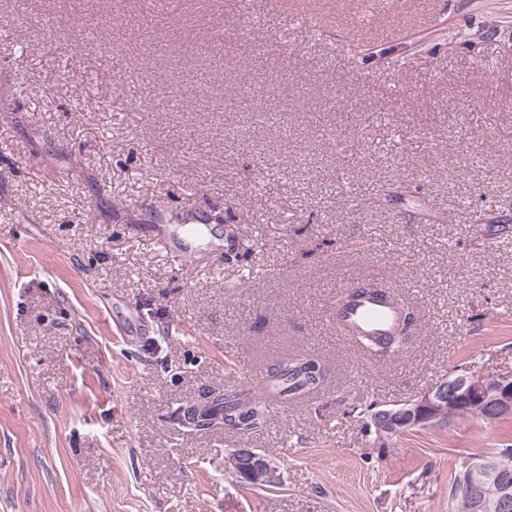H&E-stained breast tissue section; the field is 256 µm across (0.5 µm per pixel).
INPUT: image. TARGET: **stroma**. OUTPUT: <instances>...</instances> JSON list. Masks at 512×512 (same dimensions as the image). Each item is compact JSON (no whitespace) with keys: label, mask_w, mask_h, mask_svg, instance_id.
<instances>
[{"label":"stroma","mask_w":512,"mask_h":512,"mask_svg":"<svg viewBox=\"0 0 512 512\" xmlns=\"http://www.w3.org/2000/svg\"><path fill=\"white\" fill-rule=\"evenodd\" d=\"M240 2L0 0V512H456L461 460L512 446V415H372L456 367L512 376V0ZM100 16L111 51L49 46ZM121 80L210 88L144 112ZM259 90L275 113L225 110ZM92 95L110 111H74ZM364 280L415 313L395 357L327 322ZM304 354L323 386L256 430L170 417ZM230 465L249 482L265 483L275 474L271 460L252 448H238L229 458Z\"/></svg>","instance_id":"stroma-1"}]
</instances>
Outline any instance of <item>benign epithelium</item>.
<instances>
[{"mask_svg": "<svg viewBox=\"0 0 512 512\" xmlns=\"http://www.w3.org/2000/svg\"><path fill=\"white\" fill-rule=\"evenodd\" d=\"M479 412L492 419L512 414V377L484 378L455 372L410 403L383 409L375 417L378 429L387 434L443 419ZM230 465L249 482L265 483L275 474L271 460L251 448H239ZM461 484L475 512H512V454L498 458L495 473L485 472L483 460L468 458Z\"/></svg>", "mask_w": 512, "mask_h": 512, "instance_id": "7a95c632", "label": "benign epithelium"}]
</instances>
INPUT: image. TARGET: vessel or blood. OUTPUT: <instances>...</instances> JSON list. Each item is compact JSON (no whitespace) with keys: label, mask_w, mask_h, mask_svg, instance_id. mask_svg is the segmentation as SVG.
<instances>
[{"label":"vessel or blood","mask_w":512,"mask_h":512,"mask_svg":"<svg viewBox=\"0 0 512 512\" xmlns=\"http://www.w3.org/2000/svg\"><path fill=\"white\" fill-rule=\"evenodd\" d=\"M404 316L403 306L393 297L352 285L337 290L329 313L337 335L352 340L391 336L401 326Z\"/></svg>","instance_id":"1"}]
</instances>
